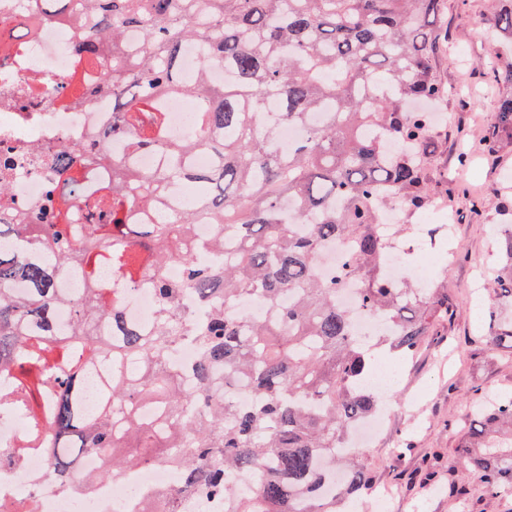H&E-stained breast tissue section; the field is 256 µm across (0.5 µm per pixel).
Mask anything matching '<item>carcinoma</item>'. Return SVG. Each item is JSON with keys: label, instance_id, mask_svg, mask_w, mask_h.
Instances as JSON below:
<instances>
[{"label": "carcinoma", "instance_id": "1", "mask_svg": "<svg viewBox=\"0 0 512 512\" xmlns=\"http://www.w3.org/2000/svg\"><path fill=\"white\" fill-rule=\"evenodd\" d=\"M83 28L79 56L111 51L112 95L118 118L112 135L136 148L159 149L162 162L138 173L112 161V187L90 206L102 223L52 222L53 203L22 224H1L0 374L17 384L0 389V414L25 420L13 464L34 448L46 451L53 478L67 485L87 453L107 455L104 474L165 461L182 488L198 499L224 501V512H339L344 501L371 489L358 450L342 443L381 398L366 389L380 343L410 356L450 311L441 282L417 288L385 273L388 241L382 208L394 197L409 212L426 199L423 163L431 116L410 108L448 96L432 59L435 21L444 0H78ZM492 28L512 41V0H494ZM143 51L117 66L128 32ZM204 42L208 53L193 79L181 77L180 48ZM224 66L233 78L208 82ZM182 95L197 104L200 135L164 143L163 101ZM288 123L301 139L278 147ZM493 131L512 136V96L496 106ZM213 157L206 171L193 153ZM206 191L176 211L160 210L172 185ZM292 204V217L284 203ZM133 209L155 213L152 224H131ZM213 224V249L224 261L201 266L188 248L196 221ZM500 269L488 283L486 346L512 349V225H500ZM343 239L352 252L328 274L319 253ZM105 255L132 280L148 261L158 308L151 326L126 321L96 281L64 295L58 279L87 256ZM181 265L170 278L165 266ZM359 285L353 307L339 303L340 286ZM27 285L22 295L13 285ZM197 295L196 310L183 308ZM262 299L267 316L246 317L232 303ZM72 311L67 336L56 311ZM369 314L389 331L355 336ZM189 343L197 357L185 389L169 363ZM112 360V374L88 406V371ZM139 368L136 374L123 365ZM249 392V402L237 393ZM457 448L484 495L512 497V396L476 404ZM137 442L125 456L116 449ZM261 472L252 492L236 477Z\"/></svg>", "mask_w": 512, "mask_h": 512}]
</instances>
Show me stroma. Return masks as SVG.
Wrapping results in <instances>:
<instances>
[{
	"label": "stroma",
	"mask_w": 512,
	"mask_h": 512,
	"mask_svg": "<svg viewBox=\"0 0 512 512\" xmlns=\"http://www.w3.org/2000/svg\"><path fill=\"white\" fill-rule=\"evenodd\" d=\"M493 10V0H446L438 23L434 73L450 90L439 107L446 119L432 132L427 202L401 221L433 230L434 250L453 251L436 275L448 286L453 315L414 355L395 356L399 373L389 396L401 410L362 450L374 489L393 495L391 512H461L448 486L473 485L456 453L466 410L481 396L512 392V353L486 347V299L473 291L480 275L496 267L497 212L512 211V137L492 135L496 103L512 94L495 74L512 69V48L488 38ZM483 199L492 210L469 208V201ZM442 210L452 224H441ZM429 472L434 480H426Z\"/></svg>",
	"instance_id": "obj_1"
}]
</instances>
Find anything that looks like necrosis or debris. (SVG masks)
Wrapping results in <instances>:
<instances>
[{
	"label": "necrosis or debris",
	"instance_id": "1",
	"mask_svg": "<svg viewBox=\"0 0 512 512\" xmlns=\"http://www.w3.org/2000/svg\"><path fill=\"white\" fill-rule=\"evenodd\" d=\"M19 28L25 37L12 38ZM79 42L73 25L45 16L41 0H0V159L14 161L12 168H0V180L11 187L8 201H0L2 223H17L42 208L48 187L57 182L50 156L67 146L80 148L72 166L79 189L54 204L71 224L91 223L87 203L111 186L113 160L138 172L160 164L157 151L113 138L112 97L100 90L107 60L79 58ZM92 278L106 284L107 299L118 300L127 319L152 323L153 292L131 286L105 259H91L58 286L70 293ZM104 467L103 457L85 456L81 470L94 474V481L63 487L50 479L44 454L30 452L21 466L0 467V512H144L178 488L164 462L133 468L117 480L101 478Z\"/></svg>",
	"mask_w": 512,
	"mask_h": 512
}]
</instances>
